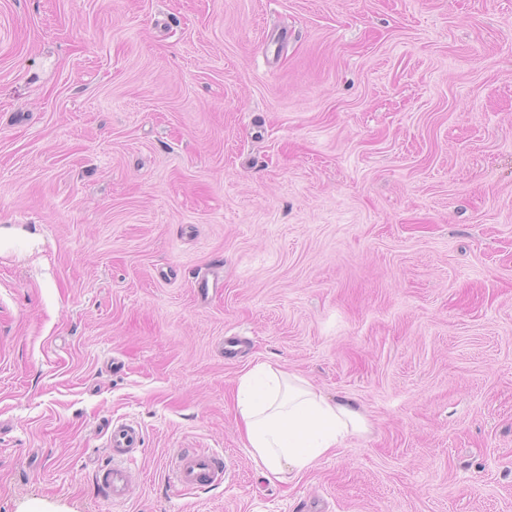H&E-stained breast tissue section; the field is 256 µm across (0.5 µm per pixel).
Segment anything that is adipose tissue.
Wrapping results in <instances>:
<instances>
[{
  "instance_id": "ef3b65f1",
  "label": "adipose tissue",
  "mask_w": 512,
  "mask_h": 512,
  "mask_svg": "<svg viewBox=\"0 0 512 512\" xmlns=\"http://www.w3.org/2000/svg\"><path fill=\"white\" fill-rule=\"evenodd\" d=\"M235 407L256 468L270 482L307 472L347 437L368 430L354 399L328 400L266 362L240 377Z\"/></svg>"
}]
</instances>
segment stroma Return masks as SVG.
Instances as JSON below:
<instances>
[{
	"label": "stroma",
	"mask_w": 512,
	"mask_h": 512,
	"mask_svg": "<svg viewBox=\"0 0 512 512\" xmlns=\"http://www.w3.org/2000/svg\"><path fill=\"white\" fill-rule=\"evenodd\" d=\"M261 362L368 432L262 479ZM0 512H512V0H0ZM108 445L112 452V466L96 475L106 497L113 503L126 499L132 483V472L128 466L118 464L117 458L131 459L132 453L142 445L139 428L127 423H116L112 426ZM174 480L183 489L214 488L224 483V458L215 453L184 449L177 455Z\"/></svg>",
	"instance_id": "35a3bbf8"
}]
</instances>
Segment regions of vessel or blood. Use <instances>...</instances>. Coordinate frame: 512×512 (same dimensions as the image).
Segmentation results:
<instances>
[{
    "label": "vessel or blood",
    "instance_id": "1",
    "mask_svg": "<svg viewBox=\"0 0 512 512\" xmlns=\"http://www.w3.org/2000/svg\"><path fill=\"white\" fill-rule=\"evenodd\" d=\"M141 444L139 428L127 423L113 425L108 445L116 462L96 477L106 497L112 502L126 499L132 483V472L127 461ZM226 475L224 459L218 454L185 449L177 455L174 480L182 488H214L223 484Z\"/></svg>",
    "mask_w": 512,
    "mask_h": 512
}]
</instances>
